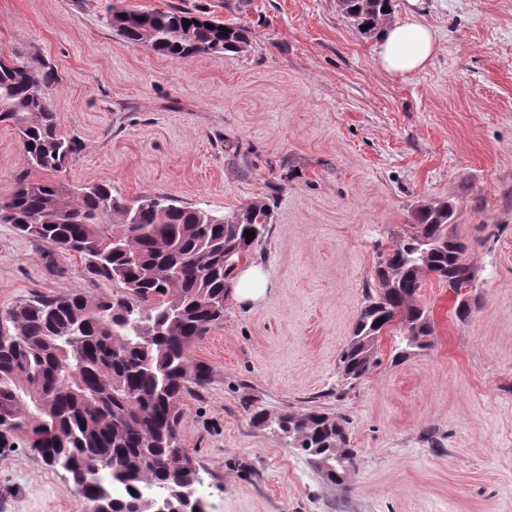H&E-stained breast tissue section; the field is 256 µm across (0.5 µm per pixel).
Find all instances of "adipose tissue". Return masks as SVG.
I'll return each instance as SVG.
<instances>
[{
    "instance_id": "adipose-tissue-1",
    "label": "adipose tissue",
    "mask_w": 512,
    "mask_h": 512,
    "mask_svg": "<svg viewBox=\"0 0 512 512\" xmlns=\"http://www.w3.org/2000/svg\"><path fill=\"white\" fill-rule=\"evenodd\" d=\"M436 50L434 30L409 18L383 31L374 48L375 62L384 71L403 76L426 68Z\"/></svg>"
}]
</instances>
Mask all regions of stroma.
Returning a JSON list of instances; mask_svg holds the SVG:
<instances>
[{
    "label": "stroma",
    "mask_w": 512,
    "mask_h": 512,
    "mask_svg": "<svg viewBox=\"0 0 512 512\" xmlns=\"http://www.w3.org/2000/svg\"><path fill=\"white\" fill-rule=\"evenodd\" d=\"M390 21L437 30L425 69L395 76L374 60L338 0H0V46L58 67L60 132L81 151L53 174L70 188L111 184L133 199L164 193L228 215L274 210L254 260L262 300H230L191 350L206 390L184 394L182 446L207 512H512V0H390ZM184 8L247 28L239 53L175 60L116 35L118 11ZM26 163L0 124V195ZM457 208L450 232L477 270L467 317L425 277L418 301L429 350L343 380L378 250L417 205ZM0 223V311L33 294L115 291L78 257ZM271 415L318 406L348 420L353 467L338 483L273 429ZM61 471L21 439L0 449V512H85Z\"/></svg>",
    "instance_id": "35a3bbf8"
}]
</instances>
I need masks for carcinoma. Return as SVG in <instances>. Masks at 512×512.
I'll use <instances>...</instances> for the list:
<instances>
[{"label": "carcinoma", "mask_w": 512, "mask_h": 512, "mask_svg": "<svg viewBox=\"0 0 512 512\" xmlns=\"http://www.w3.org/2000/svg\"><path fill=\"white\" fill-rule=\"evenodd\" d=\"M390 0H341L342 12L362 35L379 33ZM190 25L185 26L182 20ZM125 41L186 59L214 52L239 53L249 31L226 30L183 9L116 13L109 20ZM367 29H361V26ZM56 67L41 55L0 59V122L19 133L26 169L15 189L0 198V223L12 224L47 247L46 257L69 253L92 278L115 284L110 296L84 293L40 295L0 314V442L23 435L49 467L99 512H153L146 485L170 491L179 512L183 485L198 469L174 458L184 412V393L206 389L211 370L190 358L191 347L224 321L226 289L234 286L233 262L253 250L228 254L255 232L253 246L269 235L273 210L251 202L223 217L188 207L164 195L126 203L112 184L72 191L37 180L59 172L79 142L60 134V116L49 88ZM455 209L447 201L425 202L394 248L378 253L375 286L364 303L350 342L340 357L346 379H360L379 364L364 356L362 341L397 322L393 359L430 347L433 328L416 296L427 274L452 289L474 286L475 269L459 261L465 246L448 233ZM256 427L274 421L298 440V450L334 465L335 449L353 466L347 418L315 407L285 410L276 419L244 401Z\"/></svg>", "instance_id": "cac0c4a2"}]
</instances>
